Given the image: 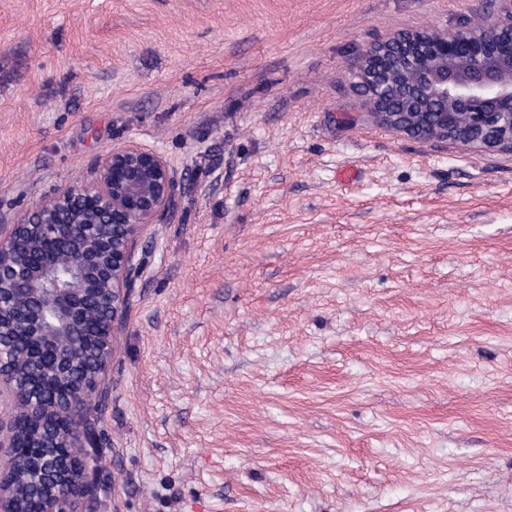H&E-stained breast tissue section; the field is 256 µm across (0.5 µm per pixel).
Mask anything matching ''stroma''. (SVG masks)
Returning <instances> with one entry per match:
<instances>
[{
	"instance_id": "1",
	"label": "stroma",
	"mask_w": 512,
	"mask_h": 512,
	"mask_svg": "<svg viewBox=\"0 0 512 512\" xmlns=\"http://www.w3.org/2000/svg\"><path fill=\"white\" fill-rule=\"evenodd\" d=\"M487 3L0 0V213L129 141L179 185L84 413L107 512H512V154L347 68Z\"/></svg>"
}]
</instances>
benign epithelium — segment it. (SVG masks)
Masks as SVG:
<instances>
[{
  "mask_svg": "<svg viewBox=\"0 0 512 512\" xmlns=\"http://www.w3.org/2000/svg\"><path fill=\"white\" fill-rule=\"evenodd\" d=\"M488 23L401 31L348 62L385 126L421 141L512 153V0ZM168 161L131 142L91 180L0 219V512H82L109 484L83 414L115 354L136 246L171 209Z\"/></svg>",
  "mask_w": 512,
  "mask_h": 512,
  "instance_id": "benign-epithelium-1",
  "label": "benign epithelium"
}]
</instances>
